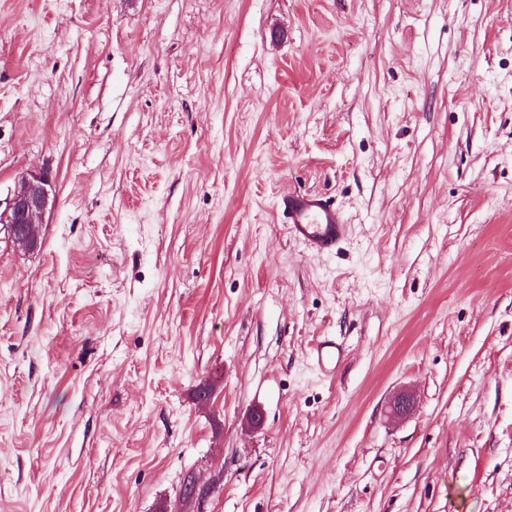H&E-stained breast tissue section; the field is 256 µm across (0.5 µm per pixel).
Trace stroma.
<instances>
[{"label": "stroma", "instance_id": "stroma-1", "mask_svg": "<svg viewBox=\"0 0 512 512\" xmlns=\"http://www.w3.org/2000/svg\"><path fill=\"white\" fill-rule=\"evenodd\" d=\"M29 171L0 512H512V0H0V193ZM55 197L54 183L47 173H23L5 197L0 194V224L14 242L29 251L39 250L38 224H43ZM277 206L290 237L315 255L334 252L349 234L344 212L321 194L289 191L280 195ZM346 357V347L342 341L332 336H322L312 346L310 358L316 370L327 377H334Z\"/></svg>", "mask_w": 512, "mask_h": 512}]
</instances>
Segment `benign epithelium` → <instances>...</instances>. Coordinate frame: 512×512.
I'll list each match as a JSON object with an SVG mask.
<instances>
[{"instance_id":"7a95c632","label":"benign epithelium","mask_w":512,"mask_h":512,"mask_svg":"<svg viewBox=\"0 0 512 512\" xmlns=\"http://www.w3.org/2000/svg\"><path fill=\"white\" fill-rule=\"evenodd\" d=\"M55 203V187L45 172L22 174L6 196H0V224L9 237L29 251L41 248L38 224ZM413 397L406 391L397 393L390 402L389 414L400 418L412 409Z\"/></svg>"}]
</instances>
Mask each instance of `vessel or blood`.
I'll return each mask as SVG.
<instances>
[{
    "label": "vessel or blood",
    "instance_id": "b4317fda",
    "mask_svg": "<svg viewBox=\"0 0 512 512\" xmlns=\"http://www.w3.org/2000/svg\"><path fill=\"white\" fill-rule=\"evenodd\" d=\"M277 206L290 237L313 254L334 252L349 234L344 212L321 194L290 191L280 195ZM345 357L344 343L332 336L320 337L310 351L313 366L327 377L335 376Z\"/></svg>",
    "mask_w": 512,
    "mask_h": 512
}]
</instances>
